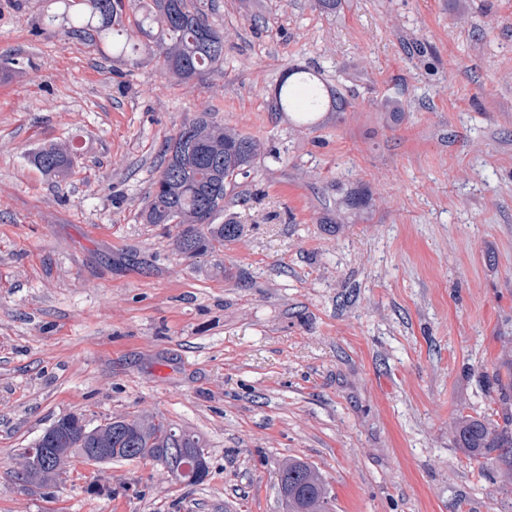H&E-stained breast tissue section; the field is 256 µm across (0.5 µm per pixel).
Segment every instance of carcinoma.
<instances>
[{"mask_svg": "<svg viewBox=\"0 0 512 512\" xmlns=\"http://www.w3.org/2000/svg\"><path fill=\"white\" fill-rule=\"evenodd\" d=\"M74 2L58 0L61 11L46 16L45 24L64 28L71 38L110 42L129 60L153 48L171 74L185 81L224 61V32L209 21L204 0H149L144 5L82 0L79 13L71 12ZM274 108L339 115L354 104L318 72L296 67L275 88ZM267 154L263 140L224 123L213 112L197 113L166 140L163 166L141 209L142 223L162 226L186 260L221 251L224 242L241 233V225L231 219L216 223L224 213V199L237 179L248 177L255 162ZM75 158L73 145L51 142L33 152L30 160L48 177L64 179L72 173ZM372 201L359 189L337 190L336 223H346L350 210ZM448 437L477 461L497 453L496 460L508 464L498 470L499 482L512 483V416L500 423L460 415L448 424ZM89 448L105 450L104 464L157 462L187 486L200 485L209 475L204 444L193 431L156 413L115 412L96 424L80 414L60 417L20 453L23 463L14 479L23 485L61 483L73 460ZM30 449L42 453L43 462H31ZM278 492L282 512H331L332 497L321 472L299 457L280 464Z\"/></svg>", "mask_w": 512, "mask_h": 512, "instance_id": "carcinoma-1", "label": "carcinoma"}]
</instances>
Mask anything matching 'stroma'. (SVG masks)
Wrapping results in <instances>:
<instances>
[{"mask_svg":"<svg viewBox=\"0 0 512 512\" xmlns=\"http://www.w3.org/2000/svg\"><path fill=\"white\" fill-rule=\"evenodd\" d=\"M53 2L0 0V512H282L291 457L333 512H512V484L448 436L508 410L512 0H206L230 36L187 82L44 28ZM361 61L372 81L350 79ZM296 65L353 111L294 137L271 104ZM204 110L271 154L226 198L244 239L191 263L140 211ZM52 141L77 148L63 181L29 161ZM340 185L374 203L334 224ZM116 411L197 432L207 480L154 462L14 480L55 420Z\"/></svg>","mask_w":512,"mask_h":512,"instance_id":"35a3bbf8","label":"stroma"}]
</instances>
